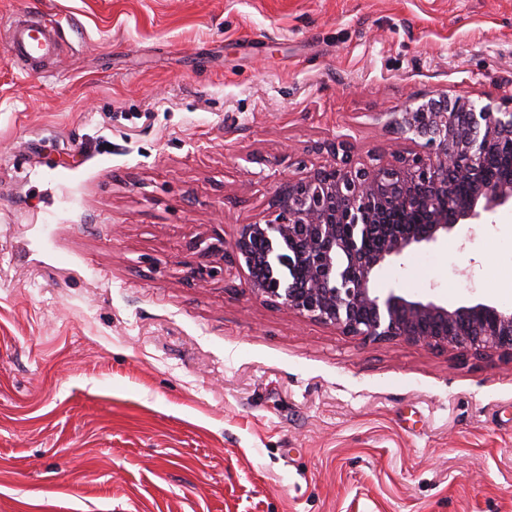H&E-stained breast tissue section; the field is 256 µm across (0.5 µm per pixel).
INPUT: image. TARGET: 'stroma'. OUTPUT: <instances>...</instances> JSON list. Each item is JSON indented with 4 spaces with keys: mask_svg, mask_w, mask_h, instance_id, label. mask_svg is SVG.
<instances>
[{
    "mask_svg": "<svg viewBox=\"0 0 512 512\" xmlns=\"http://www.w3.org/2000/svg\"><path fill=\"white\" fill-rule=\"evenodd\" d=\"M0 512H512V357L263 303L192 241L359 161L413 96L512 86V0H0ZM379 287L512 307V210ZM56 29L40 17L25 23H11L6 36V52L12 61L25 67L40 66L57 48Z\"/></svg>",
    "mask_w": 512,
    "mask_h": 512,
    "instance_id": "obj_1",
    "label": "stroma"
}]
</instances>
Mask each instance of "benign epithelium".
Masks as SVG:
<instances>
[{"mask_svg": "<svg viewBox=\"0 0 512 512\" xmlns=\"http://www.w3.org/2000/svg\"><path fill=\"white\" fill-rule=\"evenodd\" d=\"M389 126L414 144L424 141L425 151L394 148L362 164L348 141L323 143L326 163L283 182L268 218L239 225L232 259L248 269L257 298L346 335L512 355V307L480 300L449 306L377 287L380 271L412 248L512 207V181L484 175L490 157L512 150V92L500 105L442 92L390 113ZM457 180L470 187L464 197L452 194ZM403 211H421L426 222L382 223ZM375 231L377 245L364 249ZM191 248L224 262L216 230Z\"/></svg>", "mask_w": 512, "mask_h": 512, "instance_id": "1", "label": "benign epithelium"}]
</instances>
